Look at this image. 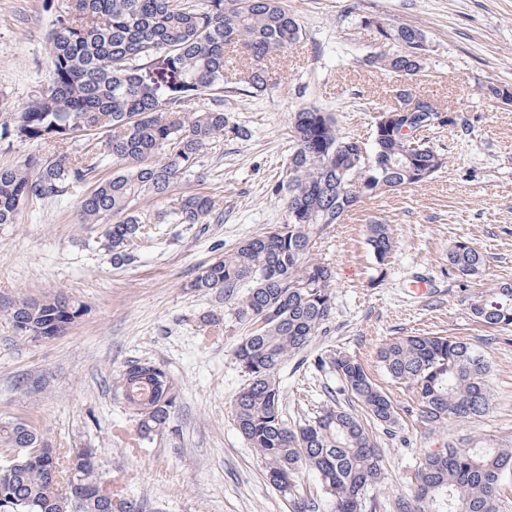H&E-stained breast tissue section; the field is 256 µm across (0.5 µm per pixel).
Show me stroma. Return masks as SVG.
Wrapping results in <instances>:
<instances>
[{
	"label": "stroma",
	"instance_id": "stroma-1",
	"mask_svg": "<svg viewBox=\"0 0 512 512\" xmlns=\"http://www.w3.org/2000/svg\"><path fill=\"white\" fill-rule=\"evenodd\" d=\"M67 0H0V118L22 111L48 83L49 36ZM303 37L268 69L274 88L224 95L230 122L245 139L217 138L193 173L140 211H165L189 194L212 197L208 223H164L134 262L113 265L100 247L105 227L76 221L80 190L26 202L16 223L0 225V419L36 426L53 447L89 448L112 491L140 512H294L264 479L254 449L239 435L232 408L247 378L233 350L247 332L223 294L192 289L198 268L283 223L270 192L290 152L288 116L315 105L335 114L341 133L367 137L376 107L393 103L401 82L366 69L377 49L365 21L407 23L427 35L429 54L414 94L470 119L468 135L435 129L430 139L446 168L422 186L364 200L341 223L314 229L313 255L335 272V312L301 354L281 367L289 424L324 407L353 403L336 374L314 359L341 351L362 363L394 401L399 421L374 428L386 478L369 490L365 512H393L425 452L486 439L512 446V329L485 326L468 310L471 295L512 281V107L490 105L479 83L512 86V0H286ZM389 225L394 247L378 266L367 226ZM467 240L486 256L484 277L462 278L448 248ZM432 281L416 296L413 278ZM64 294L82 308L63 336L38 344L16 338L5 306ZM218 317L223 332L203 322ZM460 336L490 365L492 401L482 417L421 423L413 386L390 380L377 363L387 341L414 334ZM134 360L164 366L181 385L169 426L150 438L136 424L115 377Z\"/></svg>",
	"mask_w": 512,
	"mask_h": 512
}]
</instances>
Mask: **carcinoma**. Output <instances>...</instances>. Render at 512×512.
Returning a JSON list of instances; mask_svg holds the SVG:
<instances>
[{
    "label": "carcinoma",
    "mask_w": 512,
    "mask_h": 512,
    "mask_svg": "<svg viewBox=\"0 0 512 512\" xmlns=\"http://www.w3.org/2000/svg\"><path fill=\"white\" fill-rule=\"evenodd\" d=\"M302 28L283 0H72L50 33V82L13 125L0 134L56 146L83 132L105 134L102 152L71 159L64 153L0 167V224H14L25 202L56 197L89 180L112 158L114 172L79 197L77 221L106 217L103 247L116 266L134 258L138 243L151 237L152 218L137 210L139 199L163 198L170 186L193 172L204 149L219 136L240 139L244 127L230 124L221 100L200 108L206 94L224 92L226 55L250 60L246 88L273 85L267 61L300 41ZM380 49L363 58L371 69L406 75L426 68L413 51L427 41L410 24L380 30ZM292 138L285 174L270 191L282 203L285 221L277 231L244 240L199 268L190 287L222 291L235 317L254 326L234 357L248 383L233 404L234 424L254 448L268 484L295 498L296 512H361L364 492L384 479L382 455L368 423H398L389 395L352 356L338 352L329 366L366 417L340 405L294 427L283 418L281 365L304 351L334 313V273L310 258L318 224H337L365 198L420 186L406 169L447 166V157L427 140L398 130L373 129L368 161L376 181L356 194L352 180L363 157L358 142L343 136L334 113L302 107L289 118ZM216 207L205 195L172 202L178 224H203ZM368 245L379 265L393 248L388 225H368ZM448 264L472 278L482 275L485 255L467 240L448 250ZM247 287L245 295L238 289ZM469 309L489 327H512V281L474 295ZM79 308L64 296L25 298L7 310L15 336L65 333ZM388 377L416 388L419 416L428 430L451 419L484 415L490 405L489 364L469 340L458 336L394 338L378 351ZM142 437L160 432L177 408L180 387L161 365L135 361L116 381ZM44 435L20 419L0 421V447L22 462L0 477V512H69L70 498L83 499V512H129L126 500L102 486L93 452L63 453L52 445L32 456ZM313 473L322 496L299 498V478ZM512 488V448L450 446L424 455L410 493L397 499V512H501Z\"/></svg>",
    "instance_id": "obj_1"
}]
</instances>
